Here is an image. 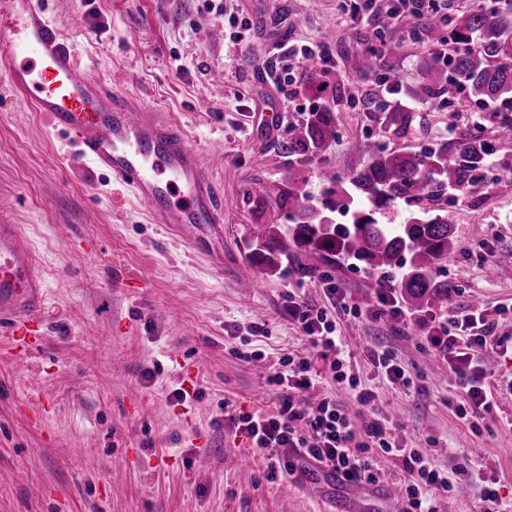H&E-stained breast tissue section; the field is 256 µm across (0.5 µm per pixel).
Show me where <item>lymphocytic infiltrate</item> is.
Instances as JSON below:
<instances>
[{"instance_id":"lymphocytic-infiltrate-1","label":"lymphocytic infiltrate","mask_w":512,"mask_h":512,"mask_svg":"<svg viewBox=\"0 0 512 512\" xmlns=\"http://www.w3.org/2000/svg\"><path fill=\"white\" fill-rule=\"evenodd\" d=\"M278 53L267 74L268 81L277 87L310 59L328 57L324 45L318 42L284 43ZM288 314L299 323L310 349L302 355L281 357L280 371L271 375V383L280 388L276 414L237 418L238 428L251 438L255 448L292 450V459L271 463V473L291 476L314 469L346 483L376 485L385 479L380 459L394 456L401 460L405 471L398 512H438L436 500L440 495L472 484L470 459H463L448 471L438 469L419 449L399 445L386 421L355 423L352 414L329 396L322 398L314 410L302 408L300 393L326 378L337 385H349L360 406L376 405L378 395L348 375L347 361L337 347L336 323L327 309L294 302L289 305ZM424 339L448 362L454 385L462 394L458 407L461 418L474 420L490 413L495 396L486 383L488 371L481 352L488 341L504 348L512 344V338L496 335L493 324L482 315L470 313L449 316L440 331H425Z\"/></svg>"}]
</instances>
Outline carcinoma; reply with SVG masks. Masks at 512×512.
Returning a JSON list of instances; mask_svg holds the SVG:
<instances>
[{
    "label": "carcinoma",
    "mask_w": 512,
    "mask_h": 512,
    "mask_svg": "<svg viewBox=\"0 0 512 512\" xmlns=\"http://www.w3.org/2000/svg\"><path fill=\"white\" fill-rule=\"evenodd\" d=\"M490 10L479 8L448 23V36L439 43H465L442 61L426 66L424 79L435 94L454 79L467 86L478 101L512 104V0H492ZM413 31L437 33L443 21L413 16L406 20ZM328 75L315 60L307 64L304 90L320 101L306 119L290 126L288 153L313 159L336 138V114L327 98ZM381 124L394 133L413 122L410 112L377 113ZM489 148L479 135L443 140L420 151L379 148L367 166L346 178L331 170L322 172L320 206L310 205L312 196L306 179L296 173L274 186L254 180L248 196L258 216L268 208L288 209L287 224L259 222L250 229L247 259L278 276L300 266L303 252L323 258L345 256L370 270H401L402 301L410 309H435L448 303V282L437 280V271L448 261L455 245L454 215L441 209L430 216L421 210L401 224L383 223L400 199L434 200L443 189L469 191L478 183L487 164ZM341 211L347 224H333L326 213Z\"/></svg>",
    "instance_id": "carcinoma-1"
}]
</instances>
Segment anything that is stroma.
<instances>
[{"label":"stroma","mask_w":512,"mask_h":512,"mask_svg":"<svg viewBox=\"0 0 512 512\" xmlns=\"http://www.w3.org/2000/svg\"><path fill=\"white\" fill-rule=\"evenodd\" d=\"M397 5L357 0L353 18L344 0H49L80 60L133 106L169 113L204 155L224 205V260L193 250L131 191L81 164L0 82V218L29 238L45 295L28 323L38 346L22 348L0 317V512H395L390 489L403 476L400 461L385 460L387 482L357 491L320 472L274 478L226 415L275 412L272 366L308 348L288 299L322 308L331 287L346 302L334 314L344 356L379 396L359 418L392 423L400 444L422 449L445 471L477 453L512 504V352H484L496 405L474 427L458 415L446 359L423 338L425 327L474 308L498 335L512 336V278L491 259L512 251V140L477 125L485 108L467 89L452 83L441 96L423 93L425 66L441 46L399 18L378 24ZM237 21L249 26L247 44L231 37ZM311 41L327 43L339 78L337 136L299 165L313 195L322 168L346 175L377 147L431 146L452 123L489 143L474 191L442 194L457 222L438 273L449 305L395 320L372 314L375 298L362 282L373 274L392 284L396 272L309 253L305 271L281 278L248 262L247 188L256 178L287 179L296 163L288 128L315 105L304 74L288 90L265 74L279 43ZM256 43L264 46L258 56L249 51ZM367 47L402 76L397 98L415 116L404 133L369 119L358 101L379 82L362 69ZM289 97L296 111L285 110ZM373 344L407 365L417 386L384 382L365 356ZM251 351L261 359L245 360ZM178 389L185 399H173Z\"/></svg>","instance_id":"1"}]
</instances>
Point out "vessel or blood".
<instances>
[{
	"label": "vessel or blood",
	"mask_w": 512,
	"mask_h": 512,
	"mask_svg": "<svg viewBox=\"0 0 512 512\" xmlns=\"http://www.w3.org/2000/svg\"><path fill=\"white\" fill-rule=\"evenodd\" d=\"M0 76L113 185L131 189L158 223L208 252L224 209L204 159L184 128L130 105L107 78L81 63L44 0H0ZM43 305L38 262L16 225L0 224V314L25 333Z\"/></svg>",
	"instance_id": "b4317fda"
}]
</instances>
